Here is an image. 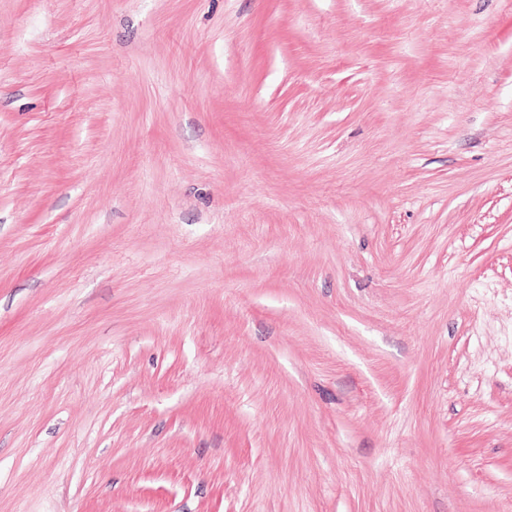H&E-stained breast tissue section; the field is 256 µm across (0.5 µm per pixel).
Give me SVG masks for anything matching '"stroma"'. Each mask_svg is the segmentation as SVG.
Wrapping results in <instances>:
<instances>
[{
	"mask_svg": "<svg viewBox=\"0 0 512 512\" xmlns=\"http://www.w3.org/2000/svg\"><path fill=\"white\" fill-rule=\"evenodd\" d=\"M0 512H512V0H0Z\"/></svg>",
	"mask_w": 512,
	"mask_h": 512,
	"instance_id": "obj_1",
	"label": "stroma"
}]
</instances>
